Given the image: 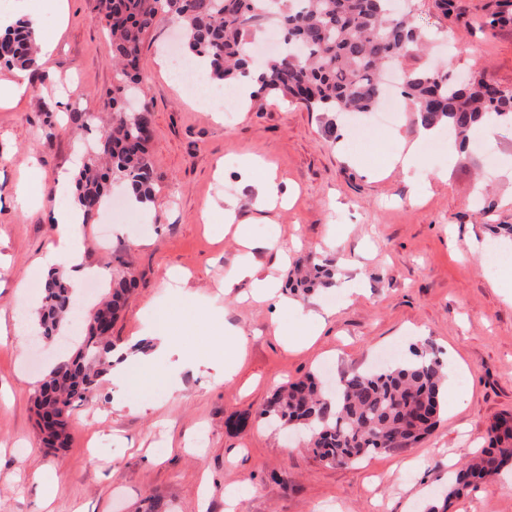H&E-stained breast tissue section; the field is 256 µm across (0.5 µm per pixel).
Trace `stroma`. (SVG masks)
Segmentation results:
<instances>
[{
  "instance_id": "1",
  "label": "stroma",
  "mask_w": 512,
  "mask_h": 512,
  "mask_svg": "<svg viewBox=\"0 0 512 512\" xmlns=\"http://www.w3.org/2000/svg\"><path fill=\"white\" fill-rule=\"evenodd\" d=\"M32 5L56 47L53 68L32 77L24 101L0 106V512H143L151 496L170 512H225L224 492L236 487L234 512H430L451 466L482 445L496 418L512 414V268L492 269L490 256L465 246L472 238L512 243L495 230L512 224V129L488 134L490 161L475 146L429 153L407 107L356 149L354 116L312 112L273 94L253 95L228 119L191 104L162 73L173 26L149 30L140 90L152 117L153 206L110 220L95 215L85 226V259L136 277L112 326L116 347L154 348L148 329L160 320L183 343L125 382L105 378L72 411L69 445L50 448L32 397L63 348L57 340L31 345L39 298L30 281L41 278L39 259L57 238L39 200L55 172H74L89 158L94 136L70 129L69 115L111 111L112 53L98 0H68L63 31L50 21L49 0ZM495 9L496 0H456L446 16L435 0H414L421 26L453 34L455 70L484 71L512 89V23L482 29ZM402 143L415 148L407 169L393 162ZM270 172L291 197L262 211L254 182ZM482 184L495 204L488 214L474 203ZM21 193L29 205H16ZM228 209L251 247L225 230ZM279 246L287 258L277 257ZM244 255L276 280L279 297L331 310L314 343L279 336L273 302L254 300L248 284L225 293L224 279ZM314 259L334 260L330 285L291 291L296 267ZM173 269L186 275L188 292L165 288ZM354 279L360 291L350 296ZM228 324L247 344L234 380L220 382L183 353L230 357L229 345L216 341ZM393 346L404 357L433 348L448 372L440 420L415 447L328 464L298 433L262 418L286 382L318 371L334 386L342 374L390 360ZM173 373L181 384L174 395L163 382ZM241 414L247 424L228 428ZM396 461L406 470H393ZM39 471L59 475L51 498L34 482ZM450 512H512V482L480 485Z\"/></svg>"
}]
</instances>
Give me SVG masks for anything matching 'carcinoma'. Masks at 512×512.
I'll use <instances>...</instances> for the list:
<instances>
[{
    "instance_id": "obj_1",
    "label": "carcinoma",
    "mask_w": 512,
    "mask_h": 512,
    "mask_svg": "<svg viewBox=\"0 0 512 512\" xmlns=\"http://www.w3.org/2000/svg\"><path fill=\"white\" fill-rule=\"evenodd\" d=\"M393 0H99L111 38L115 66L112 107L117 123L98 132L93 156L76 176L78 201L92 218L108 199L109 181L132 185L151 196L154 172L148 158L151 112L143 103L122 110L140 77L142 38L169 22L183 31L184 54L202 60L210 83L234 85L252 77L262 91L292 96L316 112H371L380 104L384 74L425 47L428 37L411 11L390 8ZM277 26L282 48L263 65H252L253 35ZM0 65L38 70V47L29 33L16 29L0 45ZM401 95L420 127L445 128L464 149L477 130L512 124V90L499 88L482 74L462 81L446 64L403 71ZM332 261L297 270L304 288L332 277ZM135 280L112 276L107 297L94 306L96 318L78 311L75 288L61 275L42 284L40 335L52 339L71 324L80 343L40 382L33 403L47 439L63 424L76 402H84L109 374L111 336L100 320L115 321ZM445 365L433 350L396 358L371 372L340 377L326 393L313 374L277 390L262 415L287 427L308 429V446L323 462L355 464L364 456L398 451L419 443L437 425L442 408ZM512 466V414L489 432V447L458 470L444 496V508L470 487L496 481Z\"/></svg>"
}]
</instances>
